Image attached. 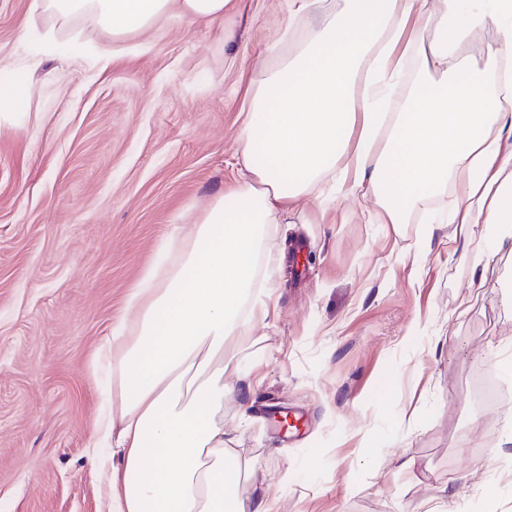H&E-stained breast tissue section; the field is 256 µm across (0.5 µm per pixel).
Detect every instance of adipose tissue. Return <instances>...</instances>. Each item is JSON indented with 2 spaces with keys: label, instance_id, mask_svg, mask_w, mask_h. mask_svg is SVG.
<instances>
[{
  "label": "adipose tissue",
  "instance_id": "obj_1",
  "mask_svg": "<svg viewBox=\"0 0 512 512\" xmlns=\"http://www.w3.org/2000/svg\"><path fill=\"white\" fill-rule=\"evenodd\" d=\"M235 4L33 0L31 11L120 39L174 15L220 21ZM490 23L487 71L466 46ZM288 26L305 38L251 84L229 193L160 240L92 360L112 380L93 435L106 453L92 461L108 475L112 512H271L253 503L247 461L226 442L224 363L267 316L274 224L327 176L351 174L346 194L374 199L384 224L404 223L454 180L449 245L481 227L495 256L512 239V0H291ZM409 45L421 76L383 114Z\"/></svg>",
  "mask_w": 512,
  "mask_h": 512
}]
</instances>
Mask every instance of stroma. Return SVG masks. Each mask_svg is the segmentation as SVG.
<instances>
[{"label":"stroma","mask_w":512,"mask_h":512,"mask_svg":"<svg viewBox=\"0 0 512 512\" xmlns=\"http://www.w3.org/2000/svg\"><path fill=\"white\" fill-rule=\"evenodd\" d=\"M31 3L0 0V59L33 87L0 124V512H108L92 356L159 239L229 187L250 80L295 49L290 0L121 41L43 15L21 34ZM375 210L329 185L273 228L269 320L224 374L252 496L512 512V261Z\"/></svg>","instance_id":"stroma-1"}]
</instances>
